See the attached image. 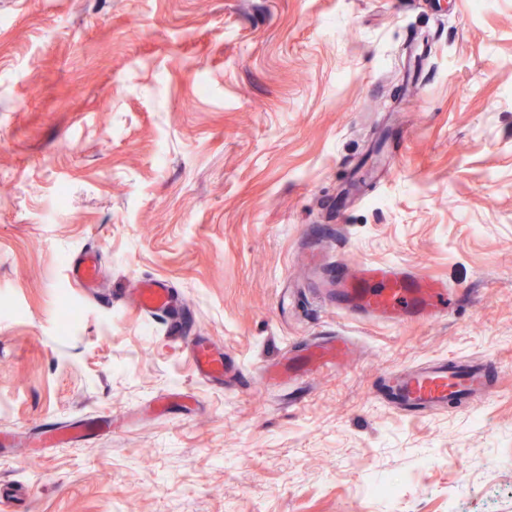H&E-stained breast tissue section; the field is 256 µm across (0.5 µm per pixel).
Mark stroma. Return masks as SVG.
I'll return each mask as SVG.
<instances>
[{"mask_svg": "<svg viewBox=\"0 0 512 512\" xmlns=\"http://www.w3.org/2000/svg\"><path fill=\"white\" fill-rule=\"evenodd\" d=\"M0 183L12 512H512V0H0ZM326 249L446 281L447 316L336 309ZM145 279L183 334L129 307ZM338 332L354 362L266 380ZM441 358L494 362L492 396L382 398ZM70 271L76 284L82 287L96 283L101 277L99 263L91 255L75 258ZM188 356L192 360L197 375L202 379L219 381L229 373L224 361L199 342H193L188 347Z\"/></svg>", "mask_w": 512, "mask_h": 512, "instance_id": "1", "label": "stroma"}]
</instances>
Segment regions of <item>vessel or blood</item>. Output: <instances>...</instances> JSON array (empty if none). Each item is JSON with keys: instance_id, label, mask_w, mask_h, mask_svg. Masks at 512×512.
<instances>
[{"instance_id": "1", "label": "vessel or blood", "mask_w": 512, "mask_h": 512, "mask_svg": "<svg viewBox=\"0 0 512 512\" xmlns=\"http://www.w3.org/2000/svg\"><path fill=\"white\" fill-rule=\"evenodd\" d=\"M70 271L77 285L86 287L101 277L95 257L75 258ZM329 292L337 308L362 319H383L391 323L434 322L447 310L446 283L395 263L351 266L337 262ZM168 288L152 281L139 288L133 307L140 312L157 313L170 307ZM355 351L352 337H336L332 344L311 346L306 361L315 369L349 360ZM197 375L219 381L229 370L223 360L201 343L188 348ZM491 363L460 365L437 359L427 364L393 373L387 381V396L398 409L420 413L447 408L456 398L480 400L491 394Z\"/></svg>"}]
</instances>
